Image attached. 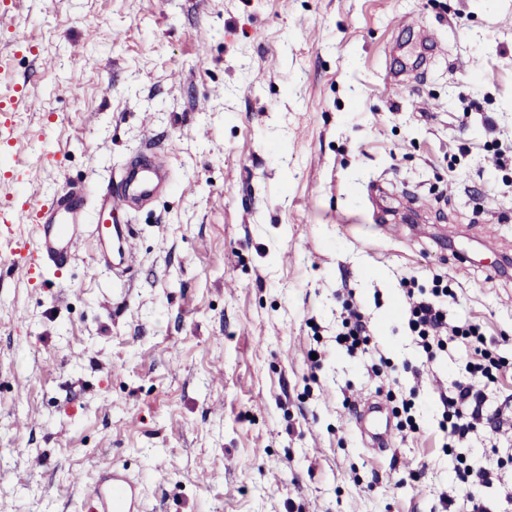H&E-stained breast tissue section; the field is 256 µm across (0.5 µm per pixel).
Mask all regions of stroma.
<instances>
[{
    "mask_svg": "<svg viewBox=\"0 0 512 512\" xmlns=\"http://www.w3.org/2000/svg\"><path fill=\"white\" fill-rule=\"evenodd\" d=\"M19 31L0 96L36 107L0 170L104 188L149 147L174 189L127 216V275L89 241L0 269V512H87L112 466L143 512H472L463 464L512 512V0H0ZM422 32L442 54L392 91ZM437 275L505 361L475 381L500 430L450 452L434 401L473 350L427 361L400 290ZM350 296L380 372L336 343ZM397 381L420 429L378 452L351 406Z\"/></svg>",
    "mask_w": 512,
    "mask_h": 512,
    "instance_id": "35a3bbf8",
    "label": "stroma"
}]
</instances>
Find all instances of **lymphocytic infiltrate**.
Wrapping results in <instances>:
<instances>
[{
	"label": "lymphocytic infiltrate",
	"instance_id": "lymphocytic-infiltrate-1",
	"mask_svg": "<svg viewBox=\"0 0 512 512\" xmlns=\"http://www.w3.org/2000/svg\"><path fill=\"white\" fill-rule=\"evenodd\" d=\"M401 286L406 299L408 328L427 360H434L438 351L458 339L473 347L475 359L466 365L467 380L457 382L452 390L441 393L438 401L441 430L449 441H459L483 419V394L475 388L473 377L493 378L504 362L494 350L487 348L480 324L449 319L448 301L454 296L449 280L434 277L431 288L427 289L419 287L416 279L410 278L403 280ZM346 311L342 329L336 337L337 344L352 355L376 352L375 336L360 307L350 302Z\"/></svg>",
	"mask_w": 512,
	"mask_h": 512
}]
</instances>
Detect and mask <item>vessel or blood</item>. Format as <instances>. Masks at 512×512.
<instances>
[{
	"mask_svg": "<svg viewBox=\"0 0 512 512\" xmlns=\"http://www.w3.org/2000/svg\"><path fill=\"white\" fill-rule=\"evenodd\" d=\"M32 106L23 89L0 98V150L11 151L25 135L16 115ZM0 180L15 188V200L0 205V263L24 266L27 270L50 267L62 272L75 257L85 236L100 244L98 260L111 264L117 274L129 272L136 261L134 233L120 223L123 211L150 201L171 182L160 160L149 152L140 153L119 179V190L94 192L89 186L73 187L45 200H36L31 183L20 172L0 173ZM33 217L34 239L9 234L8 229ZM361 417L372 427L370 438L378 449L390 445L392 425L384 405L364 403ZM139 488L125 469L102 472L90 498L88 512H141Z\"/></svg>",
	"mask_w": 512,
	"mask_h": 512,
	"instance_id": "b4317fda",
	"label": "vessel or blood"
}]
</instances>
